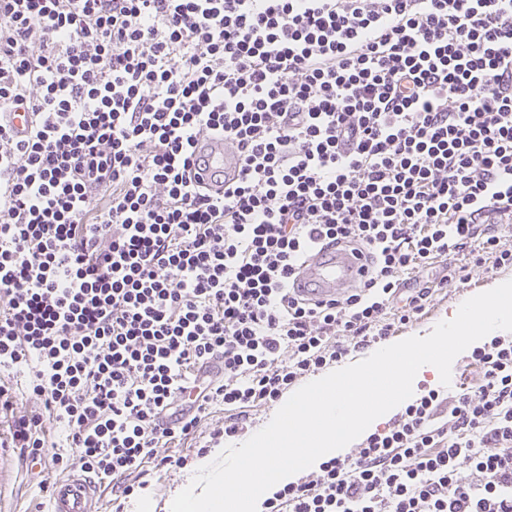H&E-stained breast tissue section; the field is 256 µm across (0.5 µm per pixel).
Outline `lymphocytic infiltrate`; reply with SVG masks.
<instances>
[{
  "label": "lymphocytic infiltrate",
  "instance_id": "1",
  "mask_svg": "<svg viewBox=\"0 0 512 512\" xmlns=\"http://www.w3.org/2000/svg\"><path fill=\"white\" fill-rule=\"evenodd\" d=\"M1 448L129 497L214 405L274 403L392 336L455 252L512 266V0H0ZM223 137L240 180L189 173ZM356 288L289 283L323 243ZM408 295L398 312L390 304ZM266 512H512V339ZM25 375L33 410L6 379Z\"/></svg>",
  "mask_w": 512,
  "mask_h": 512
}]
</instances>
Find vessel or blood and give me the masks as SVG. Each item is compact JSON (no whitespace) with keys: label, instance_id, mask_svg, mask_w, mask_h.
Wrapping results in <instances>:
<instances>
[{"label":"vessel or blood","instance_id":"1","mask_svg":"<svg viewBox=\"0 0 512 512\" xmlns=\"http://www.w3.org/2000/svg\"><path fill=\"white\" fill-rule=\"evenodd\" d=\"M240 166L239 155L223 140L202 139L193 148L190 170L200 173L211 191L221 193L234 184ZM360 276V262L351 252L325 244L315 257L301 262L294 289L314 302L343 294ZM100 500L96 480L75 469L53 483L48 512H101Z\"/></svg>","mask_w":512,"mask_h":512}]
</instances>
